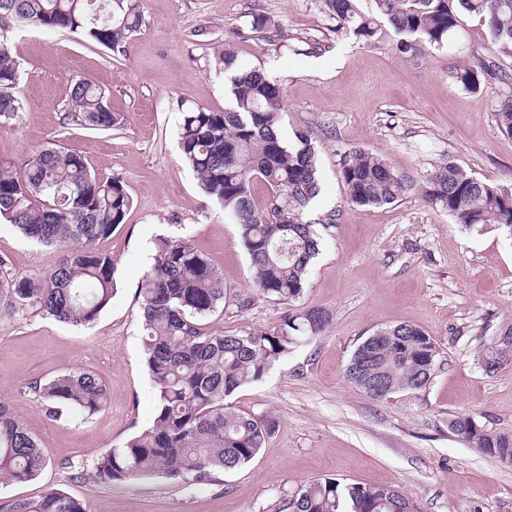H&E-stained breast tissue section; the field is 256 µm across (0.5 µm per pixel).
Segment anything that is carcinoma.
<instances>
[{"mask_svg": "<svg viewBox=\"0 0 512 512\" xmlns=\"http://www.w3.org/2000/svg\"><path fill=\"white\" fill-rule=\"evenodd\" d=\"M141 0H0V122L21 109L16 95L19 63L7 35L9 22L77 33L118 51L142 22ZM335 22L331 32L356 39L373 38L382 23L395 33L442 49L463 13L481 16L497 53L512 57V0H375V15L362 14L356 0H320ZM250 32L270 42L282 39L276 23L259 10L250 13ZM224 70L229 104L222 110L189 107L182 112L179 149L183 162L239 229L255 285L262 294L292 303L304 294L310 265L319 254V237L308 210L320 192L314 138L309 130L282 134L286 112L284 85L255 68L238 63L233 51L216 52ZM453 77L476 91L490 79L506 86L497 101V122L512 135V73L493 60L460 66ZM64 123L108 130L119 123L105 92L79 79L71 87ZM339 176L349 203L390 205L409 189L408 181L381 155L350 150L340 160ZM269 188L256 202L254 179ZM426 201L467 229L494 225L512 235V185L484 182L450 161L421 185ZM132 206L122 178L99 179L85 157L55 144L35 148L18 159L0 156V221L22 235L64 248L48 274L10 272L0 261V315L23 317L36 311L61 323L89 326L118 292L116 263L95 243L112 235ZM142 345L156 391L152 425L124 446L103 450L94 471L69 459L58 464L72 480L90 477L112 483L162 474L188 485L207 484L217 470L250 462L274 435L275 417L226 404L238 388L263 380L270 369L306 336L323 330L328 315L319 308L290 311L271 330L226 333L206 331L202 322L226 305L223 278L184 238L155 239L152 262L140 288ZM376 351V367L392 383V392L417 391L439 368L440 351L420 328L398 324L365 337L349 364ZM500 336L482 346L481 365L498 370ZM47 417L69 421L91 417L108 402L105 385L92 373L69 370L48 381L29 383ZM451 433L501 461L512 462V434L499 432L471 415L448 420ZM50 462L11 406L0 401V482H28ZM0 512H85L83 503L59 490L37 499H14ZM278 512H417L393 486L344 483L319 478L282 491Z\"/></svg>", "mask_w": 512, "mask_h": 512, "instance_id": "1", "label": "carcinoma"}]
</instances>
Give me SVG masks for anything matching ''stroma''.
I'll return each mask as SVG.
<instances>
[{
	"instance_id": "stroma-1",
	"label": "stroma",
	"mask_w": 512,
	"mask_h": 512,
	"mask_svg": "<svg viewBox=\"0 0 512 512\" xmlns=\"http://www.w3.org/2000/svg\"><path fill=\"white\" fill-rule=\"evenodd\" d=\"M256 8L284 36L327 35L331 49L302 56L243 38ZM142 14L119 52L72 33L21 24L10 32L23 108L0 127V155L58 144L84 155L99 177L120 176L133 204L97 244L115 260L120 290L92 325L35 313L0 317V400L50 458L34 480L0 483V502L53 488L84 500L86 512H275L281 490L337 477L398 487L418 512H512V464L448 430L449 419L470 414L512 433V359L491 374L479 361L481 345L512 325V235L490 226L465 229L420 190L448 159L482 181L512 183V136L501 133L496 118L499 85L490 81L473 93L452 76L458 65L491 57L483 18L462 14L452 48L419 42L402 53L387 26L367 43L329 35L319 0H143ZM227 45L284 85V131L307 126L315 134L321 191L308 218L320 253L292 306L260 293L236 225L200 192L180 156L182 107L219 110L228 103L227 79L214 60ZM80 78L105 90L116 127L64 126L70 85ZM353 149L383 154L409 180L406 195L383 207L350 205L338 171L342 154ZM329 214L334 223H326ZM161 235L188 239L248 302L242 309L226 305L205 320L207 329L270 330L290 308L312 306L329 312V324L262 381L229 397L235 408L279 421L247 465L197 486L157 475L112 484L69 479L59 461L92 471L102 449L122 446L153 422L138 286ZM62 256V248L0 222V260L13 272L44 275ZM402 323L435 340L440 367L419 391L372 398L347 381L344 369L362 338ZM77 368L105 384L106 408L84 420L48 419L27 384Z\"/></svg>"
}]
</instances>
